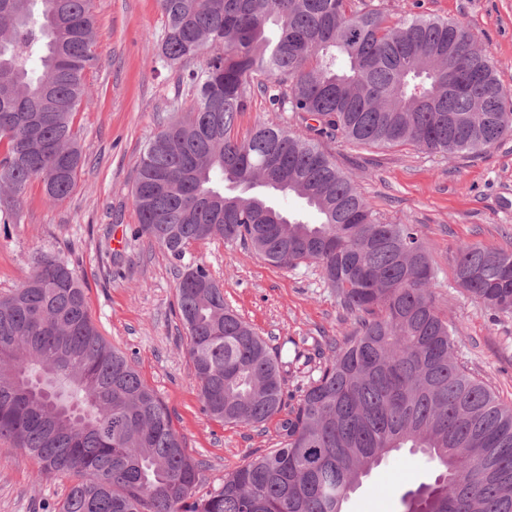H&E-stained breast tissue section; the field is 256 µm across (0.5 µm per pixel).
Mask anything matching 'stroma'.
Returning <instances> with one entry per match:
<instances>
[{
  "instance_id": "obj_1",
  "label": "stroma",
  "mask_w": 512,
  "mask_h": 512,
  "mask_svg": "<svg viewBox=\"0 0 512 512\" xmlns=\"http://www.w3.org/2000/svg\"><path fill=\"white\" fill-rule=\"evenodd\" d=\"M397 21L431 15L467 26L512 90V0H356ZM97 67L75 119L85 164L71 194L46 204L31 183L16 221L0 227V294L20 288L35 256L66 261L81 281L99 333L122 352L166 404L188 454L201 462L199 493L224 482L246 456L278 443L277 425L232 427L202 411L185 330L175 312V260L135 237L139 218L131 189L147 142L197 61L163 66L159 43L164 17L158 0H92ZM305 127L289 112L268 111L254 98L236 122L238 137L257 123ZM322 147L353 179L386 221L416 225L436 271L443 314L458 327L459 360L512 405V314L490 315L457 285L459 247L512 248V138L488 152L447 157L412 146L383 147L325 139ZM187 263L205 265L224 288V300L270 347L284 340L342 336L352 322L312 264H269L243 242L193 244ZM27 450L0 443V512H52L66 496L67 478L37 476ZM421 453H391L363 481L343 512H403L402 497L431 481Z\"/></svg>"
}]
</instances>
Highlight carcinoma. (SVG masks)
<instances>
[{
    "instance_id": "cac0c4a2",
    "label": "carcinoma",
    "mask_w": 512,
    "mask_h": 512,
    "mask_svg": "<svg viewBox=\"0 0 512 512\" xmlns=\"http://www.w3.org/2000/svg\"><path fill=\"white\" fill-rule=\"evenodd\" d=\"M92 0H0V224L28 185L59 202L84 157L74 120L97 65ZM159 49L188 71L184 97L149 140L132 187L137 235L176 266L178 316L203 412L261 426L284 405L288 362L224 302L190 245H251L264 261L314 263L354 330L316 342L318 376L278 423L279 447L247 457L195 497L199 464L171 415L93 323L64 262L40 256L0 296V441L38 475L71 485L55 512H342L390 453L426 452L437 474L415 512H512V407L455 356L435 271L412 224L381 222L320 140L412 145L456 156L512 137V91L460 22L391 24L353 0H159ZM260 93L307 136L258 124L234 136ZM294 195L316 215L284 211ZM454 276L512 314V249H458Z\"/></svg>"
}]
</instances>
